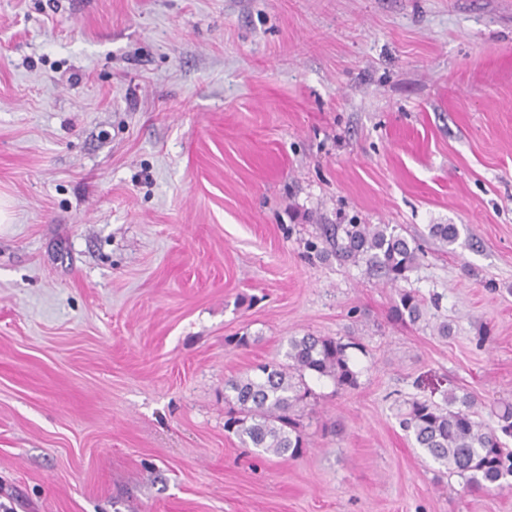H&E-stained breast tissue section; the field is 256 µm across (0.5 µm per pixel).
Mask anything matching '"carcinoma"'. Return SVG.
I'll list each match as a JSON object with an SVG mask.
<instances>
[{
    "label": "carcinoma",
    "mask_w": 512,
    "mask_h": 512,
    "mask_svg": "<svg viewBox=\"0 0 512 512\" xmlns=\"http://www.w3.org/2000/svg\"><path fill=\"white\" fill-rule=\"evenodd\" d=\"M336 257L368 269L395 287L406 278L423 255L414 236L391 224H339ZM431 236L445 246L459 237L455 224H433ZM395 315L415 323L423 316V302L405 289L398 291ZM351 344L327 336H293L284 360L259 364L253 373L228 380L224 387L227 406L224 430L241 443L274 456L296 457L304 447L297 412L308 405L312 392L306 376L329 378L344 388L357 385L350 365ZM471 396L450 392L443 403L414 401L402 419L418 447L451 474L465 479L466 487H502L512 477V450L503 446L498 433L512 434V404L498 413L500 430L484 423L474 410Z\"/></svg>",
    "instance_id": "obj_1"
}]
</instances>
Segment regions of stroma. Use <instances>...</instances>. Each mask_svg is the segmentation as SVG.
I'll list each match as a JSON object with an SVG mask.
<instances>
[{
	"mask_svg": "<svg viewBox=\"0 0 512 512\" xmlns=\"http://www.w3.org/2000/svg\"><path fill=\"white\" fill-rule=\"evenodd\" d=\"M0 210L14 512H512L400 425L436 380L512 403V0H0ZM339 224L423 255L391 287ZM306 334L357 387L243 446L226 382ZM394 311L398 319L415 323L423 316V302L414 292L400 289Z\"/></svg>",
	"mask_w": 512,
	"mask_h": 512,
	"instance_id": "stroma-1",
	"label": "stroma"
}]
</instances>
